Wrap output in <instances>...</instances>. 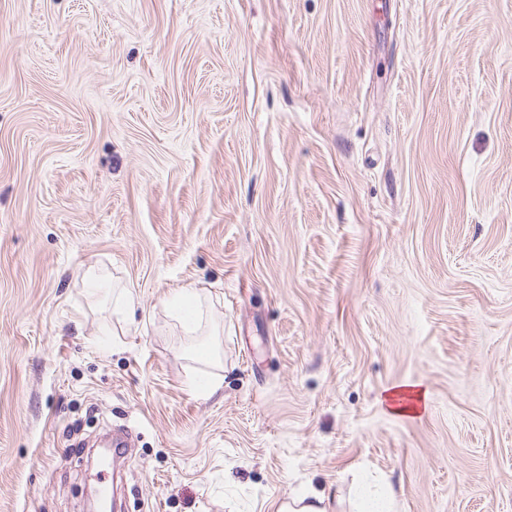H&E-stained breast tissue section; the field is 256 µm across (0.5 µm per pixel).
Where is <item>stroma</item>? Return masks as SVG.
Returning a JSON list of instances; mask_svg holds the SVG:
<instances>
[{"instance_id":"35a3bbf8","label":"stroma","mask_w":512,"mask_h":512,"mask_svg":"<svg viewBox=\"0 0 512 512\" xmlns=\"http://www.w3.org/2000/svg\"><path fill=\"white\" fill-rule=\"evenodd\" d=\"M369 477L512 512V0H0V512ZM87 292L90 296H96L106 290L113 288L110 275L96 266H89L84 273ZM170 310L173 317L181 323L188 335H213L206 327L202 300L200 292L196 287H183L178 293L177 299L170 306ZM403 398L409 399L413 402L404 404L401 400ZM426 399V392L423 391V389L413 386H406L390 390L385 394L381 402H386L389 405L388 409L393 413L411 415L417 414L419 412V404L421 403L424 409L426 405ZM399 404H401V406Z\"/></svg>"}]
</instances>
